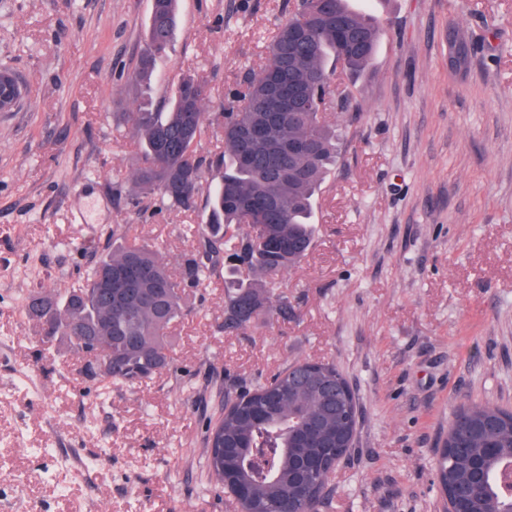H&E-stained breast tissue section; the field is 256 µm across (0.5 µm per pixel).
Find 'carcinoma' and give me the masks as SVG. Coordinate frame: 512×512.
<instances>
[{"label":"carcinoma","instance_id":"cac0c4a2","mask_svg":"<svg viewBox=\"0 0 512 512\" xmlns=\"http://www.w3.org/2000/svg\"><path fill=\"white\" fill-rule=\"evenodd\" d=\"M348 2L294 0L291 18L272 37L269 63L247 73L244 97L228 93L221 111L213 114L222 130L223 154L208 158L199 149L210 89L194 75L181 79L168 111L141 103L124 114L140 141L134 171L138 192L183 212L196 211L205 197L208 215L197 229L198 253L184 260L177 277L156 246L128 242L126 226L117 225L112 243L86 271L82 288L37 294L25 302L29 320L55 321L54 330L42 334V345L60 339L78 351L72 337L91 336L112 357V382L133 386L149 380L169 365L170 325L190 309L194 290L208 286L223 259L252 275L227 289L224 328L244 329L256 318L288 319L279 277L311 249L314 196L338 160L336 126L323 117L329 79L337 64L352 76L364 74L380 39L379 20L353 11ZM177 23L178 0H152L146 48L136 69L141 83L151 82ZM291 30L303 31L305 41H288ZM273 73L288 88L301 90L300 110L286 121H273L266 112V79ZM254 126L264 128L262 138L249 137ZM287 140H307L312 151L292 163L280 160L275 149ZM206 169L211 180L205 182ZM261 204L273 214L272 223L241 232L252 208ZM109 275L110 289L104 287ZM343 382L334 364L298 361L224 402L209 424L206 467L216 485L229 482L239 512H319L327 477L348 452L343 409L357 405L355 393L336 392ZM463 414L476 426L494 418L498 428L490 444L473 442L460 449L465 429L449 427L437 462L439 483L454 495L469 482L467 458H479L484 475L476 512H512V411L472 403Z\"/></svg>","mask_w":512,"mask_h":512}]
</instances>
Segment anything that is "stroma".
Masks as SVG:
<instances>
[{
  "label": "stroma",
  "instance_id": "1",
  "mask_svg": "<svg viewBox=\"0 0 512 512\" xmlns=\"http://www.w3.org/2000/svg\"><path fill=\"white\" fill-rule=\"evenodd\" d=\"M375 4L370 69L334 83L339 160L314 245L280 278L287 321L226 330L233 276L217 269L171 326L169 367L130 389L87 378L68 343L41 350L23 304L80 288L119 224L180 273L202 215L138 198L122 115L145 97L166 108L188 74L218 111L267 64L292 0H179L147 90L151 0H0V64L26 89L0 112V512H237L205 470L208 423L302 360L336 364L361 410L319 512H444L454 414L512 410V0ZM455 25L464 70L448 66Z\"/></svg>",
  "mask_w": 512,
  "mask_h": 512
}]
</instances>
